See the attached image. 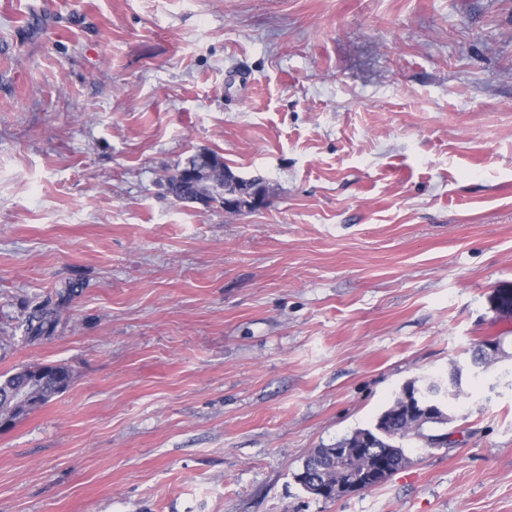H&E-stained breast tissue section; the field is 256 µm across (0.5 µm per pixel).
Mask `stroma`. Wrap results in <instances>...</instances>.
<instances>
[{
  "mask_svg": "<svg viewBox=\"0 0 512 512\" xmlns=\"http://www.w3.org/2000/svg\"><path fill=\"white\" fill-rule=\"evenodd\" d=\"M203 151L266 203L176 201ZM505 293L512 0H0V374L71 372L0 433V512H512ZM456 365L450 445L298 483ZM48 306V303L41 305L28 317L26 332L30 339L48 337L54 332L59 321V309L63 303L60 301L52 308Z\"/></svg>",
  "mask_w": 512,
  "mask_h": 512,
  "instance_id": "stroma-1",
  "label": "stroma"
}]
</instances>
